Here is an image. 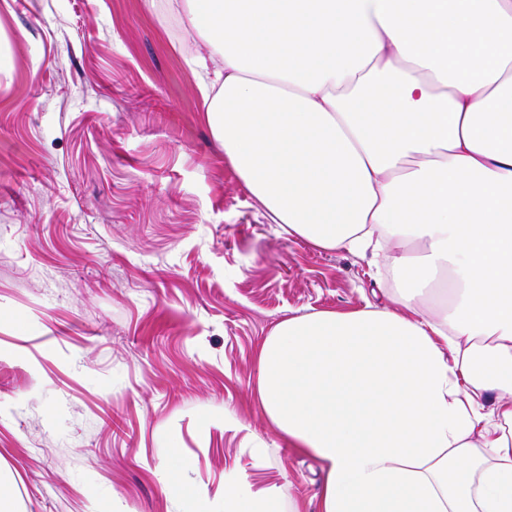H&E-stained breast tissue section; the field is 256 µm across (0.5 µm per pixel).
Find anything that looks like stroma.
I'll list each match as a JSON object with an SVG mask.
<instances>
[{
    "label": "stroma",
    "mask_w": 512,
    "mask_h": 512,
    "mask_svg": "<svg viewBox=\"0 0 512 512\" xmlns=\"http://www.w3.org/2000/svg\"><path fill=\"white\" fill-rule=\"evenodd\" d=\"M167 0H0V480L17 512H179L236 474L320 512L255 398L280 321L388 307L369 257L288 234L206 120ZM261 455H254V448Z\"/></svg>",
    "instance_id": "obj_1"
}]
</instances>
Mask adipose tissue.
<instances>
[{"label":"adipose tissue","instance_id":"ef3b65f1","mask_svg":"<svg viewBox=\"0 0 512 512\" xmlns=\"http://www.w3.org/2000/svg\"><path fill=\"white\" fill-rule=\"evenodd\" d=\"M184 5L250 194L392 272L390 307L285 319L258 352L264 416L326 472L321 512H512V0ZM189 470L158 475L213 512ZM220 512L280 502L230 475Z\"/></svg>","mask_w":512,"mask_h":512}]
</instances>
